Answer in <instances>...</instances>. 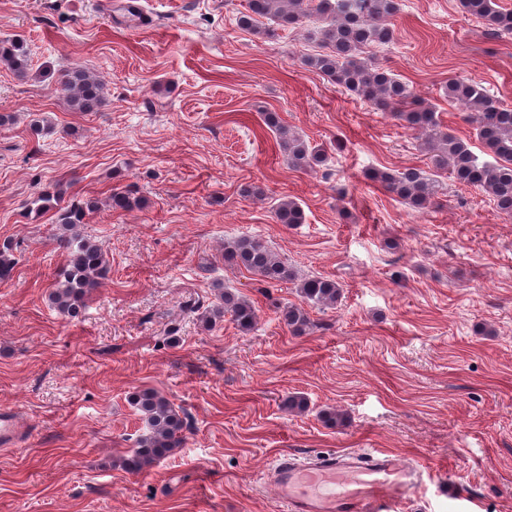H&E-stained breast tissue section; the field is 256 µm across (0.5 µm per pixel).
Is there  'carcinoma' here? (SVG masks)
I'll return each instance as SVG.
<instances>
[{
	"label": "carcinoma",
	"instance_id": "cac0c4a2",
	"mask_svg": "<svg viewBox=\"0 0 512 512\" xmlns=\"http://www.w3.org/2000/svg\"><path fill=\"white\" fill-rule=\"evenodd\" d=\"M459 4L465 13L480 20L488 32L498 36L512 34V12L502 10L497 0H459ZM247 7V14L239 17V23L245 26L253 25L256 16L270 18L284 29L300 24L308 16L316 17L321 22L317 38L322 52L303 58L302 63L352 95L390 113L401 126L417 134L419 147L430 160V170H376L369 175L372 181L411 207L426 209L438 204L442 194L440 177L448 172L461 184L483 189L493 197L500 212L512 215V109L473 79H448L445 94L448 100L464 106V120L473 126L477 138L489 151L490 159H483L465 140L448 132L434 107L415 101L407 84L391 71L369 64L364 57L368 49L392 41L394 32L388 20L399 10V0H248ZM0 62L20 79L30 74L29 54L19 41L0 44ZM58 89L69 106L79 112H94L104 104L102 83L82 69L64 74ZM264 122L278 133L279 149L289 168L313 170L327 161L326 154L280 125L274 113H265ZM109 200L116 211H130L139 205V199L131 192L117 188L112 190ZM37 201L41 205L32 209L37 216L49 203L55 209L56 241L66 254L57 287L49 296L50 304L59 314L77 319L91 291L108 274L101 247L80 231L87 214L97 208V202L77 197L67 200L61 190L45 191ZM275 216L279 223L288 225L305 220L304 211L294 200L281 202ZM12 252L11 242L0 245V281L11 276L15 265ZM224 254L265 284L296 280L293 268L259 239L241 237L229 244ZM298 293L308 304L333 307L341 300L342 288L333 279L310 276L300 281ZM223 300L224 305L201 313L200 321L211 326L228 314L240 331L253 330L257 317L254 305L227 290ZM282 316L297 336L313 326L301 306L285 307ZM135 404L147 421L149 432L141 436L136 448L124 459V467L141 472L181 445L184 419L153 389L140 391Z\"/></svg>",
	"mask_w": 512,
	"mask_h": 512
}]
</instances>
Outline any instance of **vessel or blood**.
Returning <instances> with one entry per match:
<instances>
[{
  "mask_svg": "<svg viewBox=\"0 0 512 512\" xmlns=\"http://www.w3.org/2000/svg\"><path fill=\"white\" fill-rule=\"evenodd\" d=\"M20 438L18 417L0 410V446ZM423 470L386 452H320L280 456L271 479L285 512H396Z\"/></svg>",
  "mask_w": 512,
  "mask_h": 512,
  "instance_id": "obj_1",
  "label": "vessel or blood"
}]
</instances>
